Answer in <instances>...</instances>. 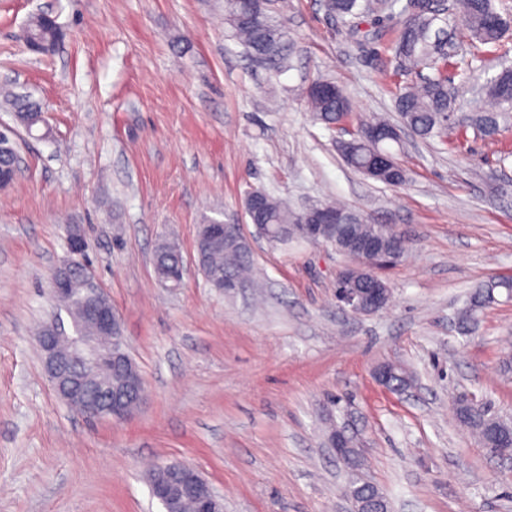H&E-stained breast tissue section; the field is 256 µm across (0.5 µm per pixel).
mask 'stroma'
I'll return each mask as SVG.
<instances>
[{
  "mask_svg": "<svg viewBox=\"0 0 512 512\" xmlns=\"http://www.w3.org/2000/svg\"><path fill=\"white\" fill-rule=\"evenodd\" d=\"M294 41L273 74L231 40L224 0H0V85L40 101L19 135L22 169L0 193V512H160L149 469L183 461L224 512H352L351 478L392 512H512V467L456 418L467 396L512 417V299L469 335L455 324L469 292L512 277V127L495 140L450 126L444 140L403 136L408 173L391 187L349 168L336 143L375 115L397 119L392 46L399 20L364 16L349 33L322 0H272ZM48 13L64 32L43 57L20 38ZM344 89V127L317 121L313 80ZM261 189L297 209L338 202L407 239L379 274L386 310L338 307L335 248L258 237L244 211ZM238 224L251 267L210 288L196 235ZM81 225L89 262L120 318L147 400L129 420H90L55 395L35 342L59 312L50 277ZM174 239L187 273L157 280L153 254ZM413 372L403 393L374 369ZM344 428L361 465L337 461Z\"/></svg>",
  "mask_w": 512,
  "mask_h": 512,
  "instance_id": "1",
  "label": "stroma"
}]
</instances>
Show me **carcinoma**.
I'll list each match as a JSON object with an SVG mask.
<instances>
[{"instance_id": "carcinoma-1", "label": "carcinoma", "mask_w": 512, "mask_h": 512, "mask_svg": "<svg viewBox=\"0 0 512 512\" xmlns=\"http://www.w3.org/2000/svg\"><path fill=\"white\" fill-rule=\"evenodd\" d=\"M329 7L343 21L348 17L357 18L365 12L401 18L400 33L393 47L397 71L404 76L414 74L418 81L400 88L395 96V106L403 125L425 140L443 138L448 134V110L452 103L448 68H457L468 62L467 56H475V50L481 46H500L503 34L512 27V21L495 10L492 0H451L446 9L437 7L429 0H420L414 5L407 2L401 5L399 0H366L364 3L360 0H331ZM459 13L462 14L464 38L471 48L467 55L460 49H448V44L441 41V34L456 21ZM224 20L231 37L239 40L250 53L265 55V66L269 71L281 73L287 69L293 43L282 24L271 14L269 0H224ZM27 28L45 46L46 53L55 52L57 35L46 24L45 16L33 17ZM508 54L507 50L501 53V70L483 86L492 107L467 118L474 131L489 139L499 135L512 121V65L509 64ZM321 83L323 80L318 79L309 84L305 96L317 119L328 125H336L349 112L346 94L338 87L336 94L324 95L316 89ZM371 126L390 128L392 124L384 119L362 123L358 132L337 142V150L346 164L362 174L366 173L370 154L361 139V131ZM259 221L268 225L272 241L280 242L281 226L296 224L299 218L285 202L268 193ZM387 234L388 230L364 219L356 224L354 236L367 238ZM154 265L161 280L177 269L176 252L170 250L164 241L155 251ZM202 267L206 275L210 270L218 269L232 278H238L246 268V253L220 248L208 254ZM497 288L512 289V279L494 278L475 289L458 317L461 333H469L477 324L479 313L495 301L494 291ZM454 413L485 448L497 446L501 431L512 433V422L479 414L467 403L455 404ZM359 496L371 501L379 512H388L387 500L379 489L363 487Z\"/></svg>"}]
</instances>
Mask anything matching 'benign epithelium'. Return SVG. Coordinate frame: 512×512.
<instances>
[{
    "label": "benign epithelium",
    "instance_id": "benign-epithelium-1",
    "mask_svg": "<svg viewBox=\"0 0 512 512\" xmlns=\"http://www.w3.org/2000/svg\"><path fill=\"white\" fill-rule=\"evenodd\" d=\"M314 223L294 224L290 233L310 238L333 237L338 213L327 205H314L304 209ZM242 241L233 224L217 222L200 225L196 248L198 260L214 245ZM69 257L56 267L51 275V293L58 300L70 298L74 277H79L89 297L79 310L65 308L71 321L82 323V332L69 336L64 322L58 318L40 330L37 337L41 363L58 399L89 418L111 417L126 420L146 400L144 387L133 392L105 386L112 380V358L116 350H126L120 320L112 310L105 291L100 288L85 259L88 246L85 234L78 224L69 225ZM404 237L395 234L393 243L381 247L370 239H359L355 247L360 260L348 266L336 289L339 307L354 313L373 314L384 308L391 295L388 288H362L360 284L374 280L373 267L382 261H395L403 254ZM329 445L336 457L345 461L354 449L353 438L343 429H334L329 435ZM158 478L151 484V495L161 505L163 512H170L168 505L177 497H190L197 504V512H223L224 502L192 466L178 461L161 462L155 466Z\"/></svg>",
    "mask_w": 512,
    "mask_h": 512
}]
</instances>
